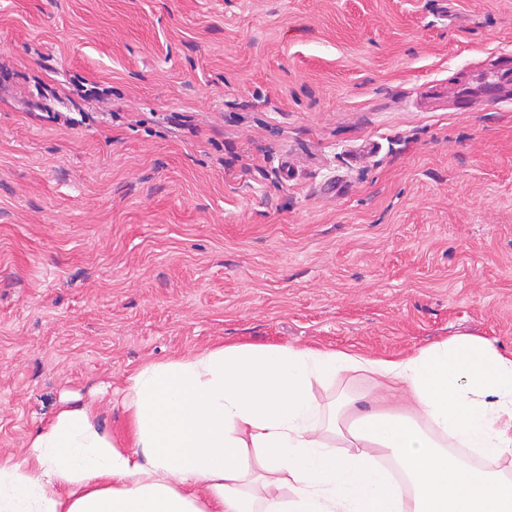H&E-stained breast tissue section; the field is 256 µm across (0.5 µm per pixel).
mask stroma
<instances>
[{"instance_id":"35a3bbf8","label":"stroma","mask_w":512,"mask_h":512,"mask_svg":"<svg viewBox=\"0 0 512 512\" xmlns=\"http://www.w3.org/2000/svg\"><path fill=\"white\" fill-rule=\"evenodd\" d=\"M491 68L512 0H0V457L216 346L511 350L512 99L426 97Z\"/></svg>"}]
</instances>
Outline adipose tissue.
<instances>
[{"label":"adipose tissue","mask_w":512,"mask_h":512,"mask_svg":"<svg viewBox=\"0 0 512 512\" xmlns=\"http://www.w3.org/2000/svg\"><path fill=\"white\" fill-rule=\"evenodd\" d=\"M348 371L412 407L350 397L325 426L313 387ZM125 404L131 448L67 407L0 458V512H512V352L476 338L401 359L220 346L139 368Z\"/></svg>","instance_id":"ef3b65f1"}]
</instances>
